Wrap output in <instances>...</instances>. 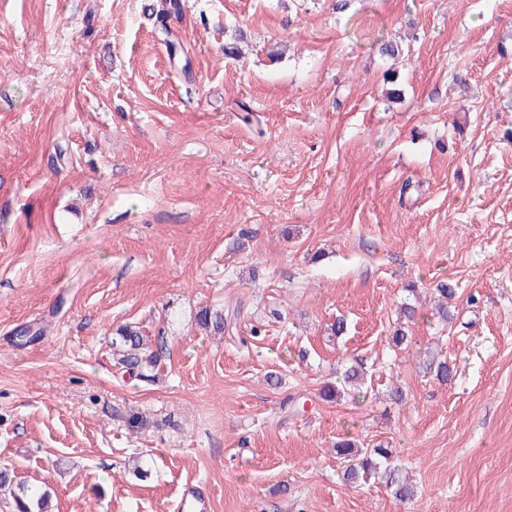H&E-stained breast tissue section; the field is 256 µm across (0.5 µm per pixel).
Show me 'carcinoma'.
<instances>
[{"mask_svg":"<svg viewBox=\"0 0 512 512\" xmlns=\"http://www.w3.org/2000/svg\"><path fill=\"white\" fill-rule=\"evenodd\" d=\"M197 322L205 329L222 334L225 329L224 311H212L205 308L197 313ZM113 356L116 363L137 376H145L160 362L161 352L150 350L144 342L139 328L125 325L117 329V337L112 339ZM336 455L343 459L346 467L343 478L349 483L367 480L376 475H383L385 486L398 501H404L412 496L411 489L399 478L397 470L391 467L390 454L386 448H359L350 440L336 444ZM10 489L14 502V512H49L50 493L48 491H33L23 483L14 482L6 470H0V490Z\"/></svg>","mask_w":512,"mask_h":512,"instance_id":"obj_1","label":"carcinoma"}]
</instances>
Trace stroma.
<instances>
[{
    "label": "stroma",
    "instance_id": "35a3bbf8",
    "mask_svg": "<svg viewBox=\"0 0 512 512\" xmlns=\"http://www.w3.org/2000/svg\"><path fill=\"white\" fill-rule=\"evenodd\" d=\"M155 3L0 0V468L53 512H512V0ZM116 331L117 337L112 339L116 363L132 374L136 369L139 377H152L144 372L153 371L158 366L161 360V348L160 352L149 350L140 329L136 326H120ZM336 455L347 464L343 478L349 483H357L361 478L382 474L385 486L398 501L409 499L413 492L399 478L395 467H391L390 454L387 448H357L351 440H343L336 444Z\"/></svg>",
    "mask_w": 512,
    "mask_h": 512
}]
</instances>
